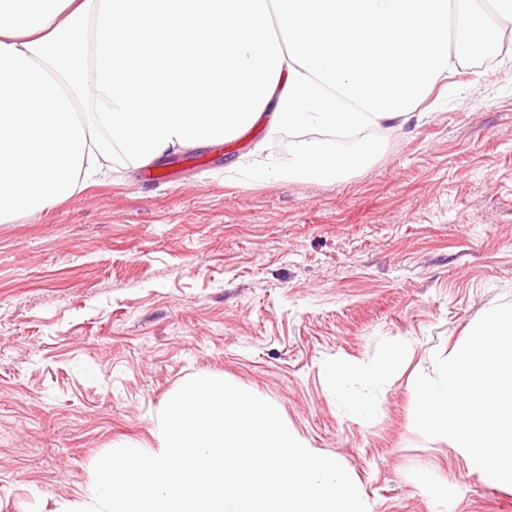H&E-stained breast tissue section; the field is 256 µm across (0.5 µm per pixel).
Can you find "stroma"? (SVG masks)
Masks as SVG:
<instances>
[{
    "label": "stroma",
    "instance_id": "obj_1",
    "mask_svg": "<svg viewBox=\"0 0 512 512\" xmlns=\"http://www.w3.org/2000/svg\"><path fill=\"white\" fill-rule=\"evenodd\" d=\"M424 109L333 182L235 172L260 141L287 164L288 133L261 125L0 223V512L91 504L98 459L156 451L161 410L195 376L274 404L368 512H438L425 468L447 476L448 512H512V490L412 417L413 369L433 374L512 303V66L474 58ZM398 344L401 376L350 380L376 407L354 420L326 367Z\"/></svg>",
    "mask_w": 512,
    "mask_h": 512
}]
</instances>
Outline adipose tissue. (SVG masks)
<instances>
[{
    "label": "adipose tissue",
    "mask_w": 512,
    "mask_h": 512,
    "mask_svg": "<svg viewBox=\"0 0 512 512\" xmlns=\"http://www.w3.org/2000/svg\"><path fill=\"white\" fill-rule=\"evenodd\" d=\"M503 39L469 0H0V223L35 215L93 183L109 164H146L228 142L266 121L296 133L286 170L253 161L258 181H331L366 163L328 131L403 126L474 55ZM395 350L354 375L383 383Z\"/></svg>",
    "instance_id": "ef3b65f1"
}]
</instances>
